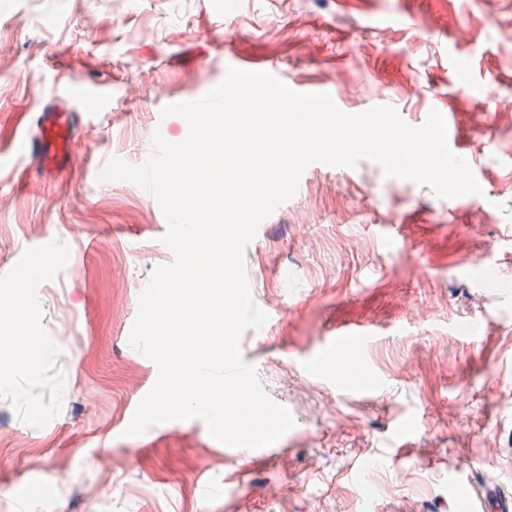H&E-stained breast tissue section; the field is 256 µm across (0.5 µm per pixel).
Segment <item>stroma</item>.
Wrapping results in <instances>:
<instances>
[{
    "label": "stroma",
    "mask_w": 512,
    "mask_h": 512,
    "mask_svg": "<svg viewBox=\"0 0 512 512\" xmlns=\"http://www.w3.org/2000/svg\"><path fill=\"white\" fill-rule=\"evenodd\" d=\"M240 58L348 114L450 115L482 189L452 211L370 160L306 168L244 254L271 320L240 349L295 420L255 465L198 419L126 435L158 377L138 299L173 254L157 200L98 179L183 141L161 110ZM89 83L104 110L69 96ZM45 101L78 111L76 154L23 173L4 157ZM1 224L0 300L25 279L41 342L0 369V512H453L470 455L512 494V0H0ZM360 321L335 369L332 329Z\"/></svg>",
    "instance_id": "1"
}]
</instances>
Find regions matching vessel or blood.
Instances as JSON below:
<instances>
[{"label":"vessel or blood","instance_id":"b4317fda","mask_svg":"<svg viewBox=\"0 0 512 512\" xmlns=\"http://www.w3.org/2000/svg\"><path fill=\"white\" fill-rule=\"evenodd\" d=\"M36 127V132L28 134L22 142L21 160L36 157L47 167L56 164L61 156L72 154L75 141L73 113L53 104L45 105L37 116ZM370 335V330L363 326L338 328L332 338L333 345L339 350L337 364H344L349 358V348L366 341ZM467 512H512V497L502 493L496 485H477L470 492Z\"/></svg>","mask_w":512,"mask_h":512}]
</instances>
